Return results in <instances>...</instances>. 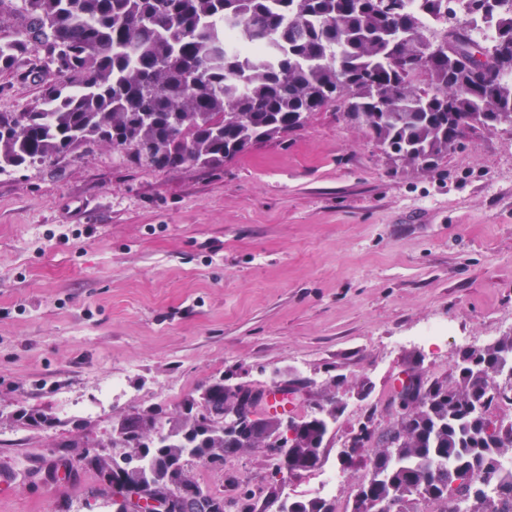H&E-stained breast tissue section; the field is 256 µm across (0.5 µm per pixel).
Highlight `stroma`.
Segmentation results:
<instances>
[{
	"label": "stroma",
	"instance_id": "35a3bbf8",
	"mask_svg": "<svg viewBox=\"0 0 512 512\" xmlns=\"http://www.w3.org/2000/svg\"><path fill=\"white\" fill-rule=\"evenodd\" d=\"M43 81L0 71V112ZM340 98L218 169L153 170L101 146L0 175V512H113L69 443L222 378L300 389L336 418L320 468L279 481L258 449L195 480L252 512L310 500L339 467L344 505L367 470L342 450L409 368L455 380L464 350L512 334V126L480 127L433 164L392 161ZM453 334L428 343V324ZM123 380L107 404L101 391ZM36 411L50 426L17 417Z\"/></svg>",
	"mask_w": 512,
	"mask_h": 512
}]
</instances>
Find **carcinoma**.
Masks as SVG:
<instances>
[{
    "label": "carcinoma",
    "instance_id": "carcinoma-1",
    "mask_svg": "<svg viewBox=\"0 0 512 512\" xmlns=\"http://www.w3.org/2000/svg\"><path fill=\"white\" fill-rule=\"evenodd\" d=\"M419 8L448 21L460 11L492 17L496 39L483 45L452 25L432 42L405 0H0L1 19L25 17L0 37V70L54 76L28 111L0 112V173L59 164L96 144L155 169L217 168L344 95L348 118L405 164L447 153L479 126L512 125V0H420ZM231 24L267 41L269 58L245 59L227 47ZM75 83L82 92L72 96ZM511 356L509 334L452 383L415 371L418 392L400 414L366 416L370 426L347 465L375 471L374 498L417 512V488L430 512H512V473L502 469L512 441L501 438L512 421L490 419L492 409L512 405V384L506 395L492 386ZM259 394L216 380L184 399L174 418L141 410L124 437L70 447L114 504L131 483L183 512L170 495L181 487L196 512H207L212 494L193 498L200 485L187 458L222 466L264 448L281 473L324 441L326 431L310 422L292 459L267 446L263 430L278 418L252 410ZM104 447L129 449L137 465L116 472L112 455L90 453ZM276 512L336 509L292 500Z\"/></svg>",
    "mask_w": 512,
    "mask_h": 512
}]
</instances>
